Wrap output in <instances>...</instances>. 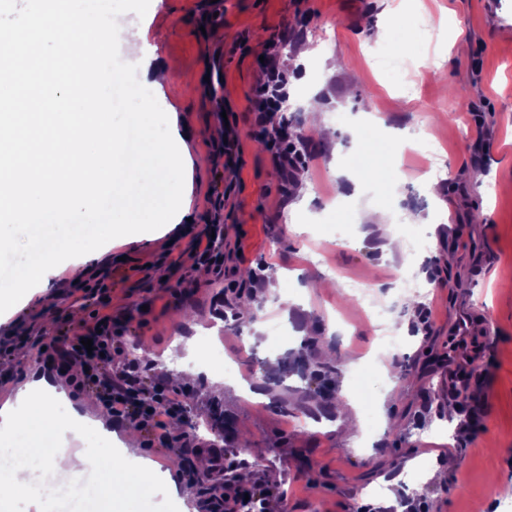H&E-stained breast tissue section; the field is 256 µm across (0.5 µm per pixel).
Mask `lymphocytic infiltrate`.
Masks as SVG:
<instances>
[{"label": "lymphocytic infiltrate", "mask_w": 512, "mask_h": 512, "mask_svg": "<svg viewBox=\"0 0 512 512\" xmlns=\"http://www.w3.org/2000/svg\"><path fill=\"white\" fill-rule=\"evenodd\" d=\"M278 52L279 39L271 37L266 47L268 63L263 69V79L250 101L251 111L256 112L263 124L279 111L288 85L287 73L274 64ZM111 321V316H104L100 329L89 330L83 337L72 336L63 346L50 341L49 347L68 363L83 366L79 387L90 390L114 422L134 424L145 432L151 446L169 450L195 447L192 433L174 431L175 422L183 417L187 389L163 383L145 385L138 365L120 357L121 347L112 334ZM85 337L92 339V348L82 347L81 340Z\"/></svg>", "instance_id": "f902f5d3"}]
</instances>
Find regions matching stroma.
<instances>
[{
	"instance_id": "1",
	"label": "stroma",
	"mask_w": 512,
	"mask_h": 512,
	"mask_svg": "<svg viewBox=\"0 0 512 512\" xmlns=\"http://www.w3.org/2000/svg\"><path fill=\"white\" fill-rule=\"evenodd\" d=\"M130 36L164 31L157 55L179 64L178 93H155L159 109L175 105L189 126V161L181 174L191 222L155 226L150 238H111L93 263L58 260L49 282L36 289L19 313L0 318V406L21 384L47 378L64 391L60 410L76 408L95 418L105 409L79 389L55 355L42 353L56 325L94 323L112 316L123 350L145 376L170 381L186 366L198 379L189 387L197 419L212 406L241 431L246 445L224 452V495L235 498L247 471L250 484L266 489L275 512H382L365 488L380 478L420 468L411 483L391 491L407 512H512V0H161L154 14L126 0ZM396 25H389V11ZM443 20L436 28L432 19ZM284 32L278 63L290 74L282 111L300 133L306 163L279 167L275 148L253 139L258 124L250 110L270 36ZM329 33L334 51L318 42ZM412 42H404V33ZM223 51L222 76L206 81L213 52ZM398 58L403 70L375 68L372 58ZM320 102L321 117L336 129L332 144L309 139L305 97ZM374 99L389 128L401 132L402 152L387 162L380 183L352 184L336 177L374 164L365 147L360 111ZM235 132L236 163L224 160V128ZM437 164L438 203H429L417 178ZM400 195H392V186ZM377 204L390 223L365 225V207ZM224 226L222 273L184 265L157 267L163 249L187 253L194 232ZM299 224L303 233L287 232ZM78 224L43 227L40 237L20 234V246L0 253V265L19 273L31 262L37 240L55 241ZM405 242L423 238V249L388 256L390 235ZM454 267L440 260L446 250ZM252 271L243 281V271ZM314 277L335 283L327 293L306 288ZM105 293L87 298L97 280ZM381 287L385 319L404 331V343L386 366L368 358L377 348L376 325L350 291L351 282ZM261 297L260 321L276 320L287 336L275 341L241 318V295ZM307 303L314 324L298 330L294 301ZM55 310L52 323L42 305ZM431 306L429 332L417 327L419 308ZM336 347L338 372L331 383L357 400L362 423L346 432L341 419L327 430L285 413L282 398L254 401L241 386L205 388L222 363L209 356L218 345L225 361L237 362L257 388L276 381L286 355L297 371L281 390L295 400L314 388L307 378L326 371L323 344ZM481 367L471 379L468 406L457 404L456 376L472 357ZM113 448L125 449L129 479L150 464L162 488L135 496L130 512H206L205 483L191 484L183 467L194 466L195 449L182 453L148 446L142 433L108 422ZM457 463L443 479L433 471L448 457Z\"/></svg>"
}]
</instances>
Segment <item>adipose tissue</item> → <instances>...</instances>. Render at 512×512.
Returning a JSON list of instances; mask_svg holds the SVG:
<instances>
[{"instance_id":"1","label":"adipose tissue","mask_w":512,"mask_h":512,"mask_svg":"<svg viewBox=\"0 0 512 512\" xmlns=\"http://www.w3.org/2000/svg\"><path fill=\"white\" fill-rule=\"evenodd\" d=\"M88 2L27 0L23 22L0 26V252L14 250L18 230L29 224L65 212L95 217L94 202L109 188L138 191L147 177L163 169L164 189L110 216L100 224L98 236L58 239L51 254L29 266L24 278L0 289L1 317L30 301L33 287L53 275L55 260L96 261L102 238L140 240L153 225L188 215L181 180L186 155L170 134L175 117L159 111L151 97L161 85L173 84L176 65L159 57L146 61L138 43H127L139 78L129 89L130 108L121 121H114L100 73L113 41L124 37V10L116 6L107 14L89 8ZM49 43L59 49V64L79 62L90 81L76 91L50 81L34 85L40 50ZM133 129L145 133L146 149L140 164L130 169L123 157ZM58 397L46 382H32L18 388L13 403L0 409V447L8 451L0 465V484L10 489L9 495L0 494V512H16L20 501L28 512H44L34 479L38 467L64 481L99 475V496L118 504L153 487L156 475L151 469H142L132 483L122 459L76 447L81 417L74 410L60 416Z\"/></svg>"}]
</instances>
